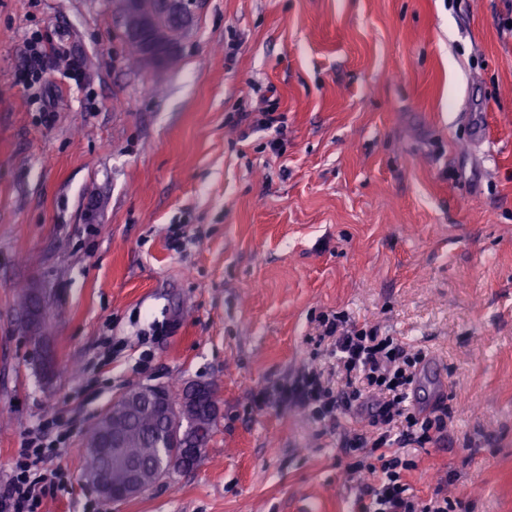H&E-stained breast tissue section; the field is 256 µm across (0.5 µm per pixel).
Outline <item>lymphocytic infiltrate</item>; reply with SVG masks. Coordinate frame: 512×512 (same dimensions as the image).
Returning <instances> with one entry per match:
<instances>
[{"label": "lymphocytic infiltrate", "instance_id": "f902f5d3", "mask_svg": "<svg viewBox=\"0 0 512 512\" xmlns=\"http://www.w3.org/2000/svg\"><path fill=\"white\" fill-rule=\"evenodd\" d=\"M317 338L335 361L338 385L308 369L280 384L274 394L259 393L258 404L272 399L283 407L309 409L317 420L346 435L349 451L370 457L369 470L377 480L356 486L358 512H452L447 495L438 491L428 501H417L402 479L409 463L399 456V448L431 442L448 419L445 404L420 410L409 399L420 354L404 342L380 335L377 327L337 313L321 318ZM362 416L368 419V429L357 425ZM61 454L60 446L47 442L45 428L30 432L11 472L0 483V512H38L46 489L62 480L56 464Z\"/></svg>", "mask_w": 512, "mask_h": 512}]
</instances>
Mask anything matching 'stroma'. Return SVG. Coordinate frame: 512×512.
<instances>
[{"label":"stroma","instance_id":"stroma-1","mask_svg":"<svg viewBox=\"0 0 512 512\" xmlns=\"http://www.w3.org/2000/svg\"><path fill=\"white\" fill-rule=\"evenodd\" d=\"M510 14L200 0L157 77L128 66L108 0H0V477L61 420L68 478L41 512H355L346 484L375 475L349 473L307 410L254 403L330 370L315 328L340 312L421 351L416 398L450 408L401 450L411 493L512 512ZM34 33L50 48L35 76ZM262 110L279 126L257 128ZM27 282L52 292L53 346L77 376L42 379ZM199 382L220 412L195 468L118 502L85 486V438L113 399Z\"/></svg>","mask_w":512,"mask_h":512}]
</instances>
